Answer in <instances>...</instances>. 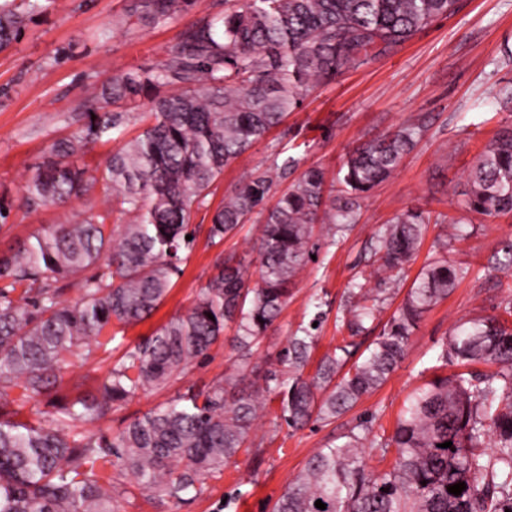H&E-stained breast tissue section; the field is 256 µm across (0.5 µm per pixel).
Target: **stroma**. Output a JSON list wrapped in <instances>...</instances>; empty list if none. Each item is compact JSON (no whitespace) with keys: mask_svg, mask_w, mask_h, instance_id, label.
Masks as SVG:
<instances>
[{"mask_svg":"<svg viewBox=\"0 0 512 512\" xmlns=\"http://www.w3.org/2000/svg\"><path fill=\"white\" fill-rule=\"evenodd\" d=\"M136 0H55L47 14L26 21L12 46L0 52V252L41 233L72 215L106 210L102 192L73 201L66 208L29 209L24 187L49 155L54 141L76 128L74 118L85 100V86L105 84L112 77L155 67L168 46L192 25L222 15L225 0H194L178 19L157 27L140 22L119 25ZM512 0H459L457 11L418 31L410 40L388 48L370 64L349 69L309 92L301 105L261 142L232 165L195 205L193 221L206 225L224 198L244 176L292 157L299 169L317 165L335 179L355 146L382 138L405 121L422 125L423 133L392 177L362 201L359 224L337 245L321 247L315 261L298 276L287 305L265 335L250 362L277 369V356L299 327L308 325L316 301L328 304L327 315L305 368L314 374L318 363L342 340L336 314L352 282L377 286V266L368 254L371 238L394 215L415 209L445 215L429 224L415 259L393 295L372 323L388 321L427 263L445 260L466 269L464 278L436 304L414 331L404 360L373 393L330 425L301 430L281 426L267 438L271 411L278 401L262 394L266 410L255 422L262 437L259 455L239 454L222 477L207 479L196 500L158 508L134 489L133 475L111 469L112 494L118 512H269L288 483L308 459L360 421L374 430L393 431L408 397L429 381L437 369L440 340L466 319L499 314L512 302V268L490 266L492 256L512 240V215L485 217L465 207L468 175L494 134L512 127V102L499 91L512 87ZM259 215L242 224L223 245L213 246L198 234L181 273L152 316L125 332L110 350H78L68 360L50 393L31 400L44 420H52L57 400L92 392L120 359L126 346L151 335L172 317L186 313L215 272L219 256L245 259L257 273L254 248L260 236ZM232 330H225L206 359L167 386L137 393L95 424L112 435L130 420L165 404L187 388L202 389L235 373L237 351Z\"/></svg>","mask_w":512,"mask_h":512,"instance_id":"35a3bbf8","label":"stroma"}]
</instances>
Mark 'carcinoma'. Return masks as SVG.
Instances as JSON below:
<instances>
[{
	"mask_svg": "<svg viewBox=\"0 0 512 512\" xmlns=\"http://www.w3.org/2000/svg\"><path fill=\"white\" fill-rule=\"evenodd\" d=\"M138 2V20L146 25L172 22L191 5ZM47 7L45 0H0V51L27 18ZM456 8L457 0H225L224 16L185 30L162 63L107 86L87 84L86 102L103 111L78 114L77 129L51 145L53 159L27 182L26 200L64 207L100 188L130 219L113 226L109 210L67 217L0 255V390L19 388L22 401L44 394L75 348L108 344L112 326L123 330L151 315L195 245L201 225L192 223L194 205L224 168L296 109L310 85L369 63ZM172 82L180 91L151 97L143 130L125 139L126 113L107 107ZM421 133L408 121L353 149L331 184L322 169L310 167L274 196L277 179L295 165L290 158L247 176L214 212L206 237L220 246L259 214L257 282L250 284L240 259L216 264L186 314L128 347L97 394L54 405L50 426L38 409L22 420L20 409L0 403V512H115L104 482L112 480L106 469L116 462L147 499L184 503L202 492L207 478L252 451L261 406L240 388L244 381L278 399L268 429L273 437L283 422L296 429L329 424L380 387L425 314L464 274L444 261L424 267L365 353L348 364L360 348L355 338L394 294L419 249L429 224L419 211L399 214L378 230L373 254L387 273L383 287L347 289L336 316L347 336L313 376L303 377L315 343L306 328L278 355L290 377L259 370L249 356L321 248L315 226L327 227L328 246L352 230L366 194L392 176ZM117 140L122 145L101 169L73 161L90 143ZM466 207L488 217L512 215V129L497 132L477 158ZM72 287L81 293L74 304L63 299ZM229 324L240 352L236 373L187 389L112 436L77 429L76 423L102 419L138 392L186 374ZM439 359L457 371L417 389L392 434L352 428L307 461L271 512H512V306L457 325L441 342ZM477 363L494 370H466ZM445 442L452 446L440 447ZM367 446L384 454L395 449L392 469L369 471ZM462 482L460 495L449 493L447 487ZM318 500L325 510L315 507Z\"/></svg>",
	"mask_w": 512,
	"mask_h": 512,
	"instance_id": "carcinoma-1",
	"label": "carcinoma"
}]
</instances>
